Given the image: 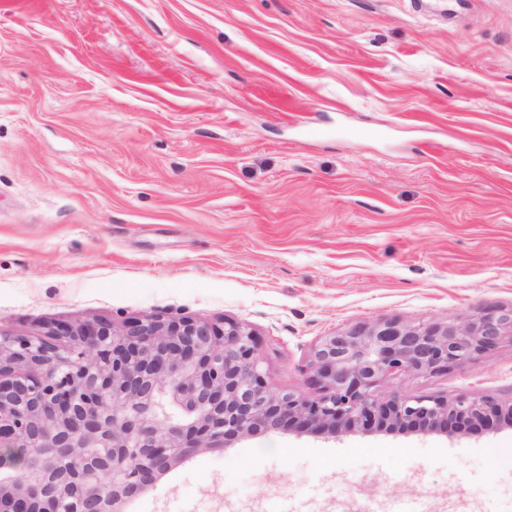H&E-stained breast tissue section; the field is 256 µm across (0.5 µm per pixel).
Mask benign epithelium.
<instances>
[{
  "mask_svg": "<svg viewBox=\"0 0 512 512\" xmlns=\"http://www.w3.org/2000/svg\"><path fill=\"white\" fill-rule=\"evenodd\" d=\"M512 336V311L459 324L392 318L323 336L321 393H279L256 336L224 325L145 317L60 323L0 336V512H124L182 461L260 430L336 434L512 425V399L378 395L387 374L462 367Z\"/></svg>",
  "mask_w": 512,
  "mask_h": 512,
  "instance_id": "1",
  "label": "benign epithelium"
}]
</instances>
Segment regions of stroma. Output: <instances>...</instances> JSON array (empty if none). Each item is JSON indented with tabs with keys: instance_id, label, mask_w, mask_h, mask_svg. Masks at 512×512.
<instances>
[{
	"instance_id": "obj_1",
	"label": "stroma",
	"mask_w": 512,
	"mask_h": 512,
	"mask_svg": "<svg viewBox=\"0 0 512 512\" xmlns=\"http://www.w3.org/2000/svg\"><path fill=\"white\" fill-rule=\"evenodd\" d=\"M485 310H512V0H0V334L231 319L314 395L321 336ZM375 391L507 397L512 336ZM124 510L512 512V427L262 431Z\"/></svg>"
}]
</instances>
